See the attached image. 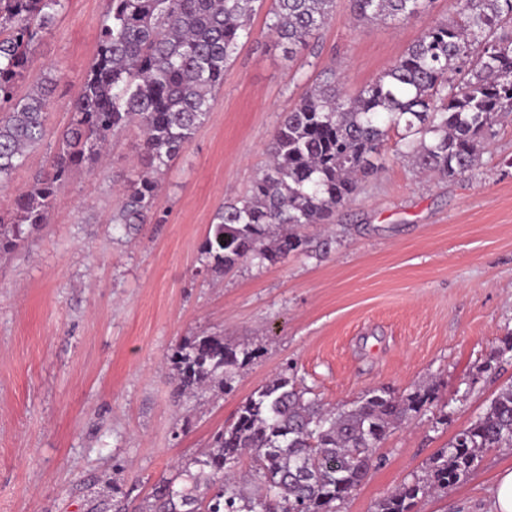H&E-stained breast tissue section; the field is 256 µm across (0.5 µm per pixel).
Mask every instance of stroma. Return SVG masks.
<instances>
[{"label": "stroma", "mask_w": 512, "mask_h": 512, "mask_svg": "<svg viewBox=\"0 0 512 512\" xmlns=\"http://www.w3.org/2000/svg\"><path fill=\"white\" fill-rule=\"evenodd\" d=\"M107 8L69 0L18 84L22 94L55 74L52 128L69 120ZM350 14V0H336L334 20L292 61L268 35L265 11L254 15L213 112L161 178L165 223L130 235L111 223L139 163L143 134L133 126L113 137L103 175L76 173L27 249L0 256V512L137 505L279 373L329 406L373 387L437 386L342 506L374 512L512 382V352L483 368L512 332V121L463 180L431 178L386 153L337 212L327 257L246 262L223 275L200 268L218 206L260 174L282 113L330 69L355 93L427 21L356 25ZM219 333L250 359L231 390L178 401L168 354L185 337ZM506 467L512 448L488 451L464 483L423 498L416 512H483Z\"/></svg>", "instance_id": "obj_1"}]
</instances>
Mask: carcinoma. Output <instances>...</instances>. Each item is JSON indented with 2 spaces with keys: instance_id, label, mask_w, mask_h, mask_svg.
I'll use <instances>...</instances> for the list:
<instances>
[{
  "instance_id": "1",
  "label": "carcinoma",
  "mask_w": 512,
  "mask_h": 512,
  "mask_svg": "<svg viewBox=\"0 0 512 512\" xmlns=\"http://www.w3.org/2000/svg\"><path fill=\"white\" fill-rule=\"evenodd\" d=\"M68 0H0V187L28 155L54 144L39 173L0 212V254L22 249L47 222L61 189L79 170H100L112 136L135 124L144 134L140 167L125 181L112 223L162 224L159 177L192 142L214 109L224 68L251 36L259 0H108L92 64L61 131L49 125L54 77L22 97L16 83L40 35ZM435 0H351L358 23H404ZM336 0H274L267 32L288 59L334 17ZM458 18L427 25L405 53L354 94L324 73L284 113L267 147L269 163L245 196L222 204L200 248L203 269L222 273L249 261L276 264L290 254L328 252L303 224H332L360 182L382 169L389 134L394 156L441 179L469 177L496 126L512 115V0H457ZM250 352L221 335L190 336L169 355L177 396L224 393ZM286 374L255 390L207 449L154 484L135 512H340L375 463V449L436 398L374 388L356 403L327 410ZM512 447V383L485 413L434 456L425 475L380 499L375 512H412L438 489L464 481L494 448ZM251 460L244 491L237 468Z\"/></svg>"
}]
</instances>
